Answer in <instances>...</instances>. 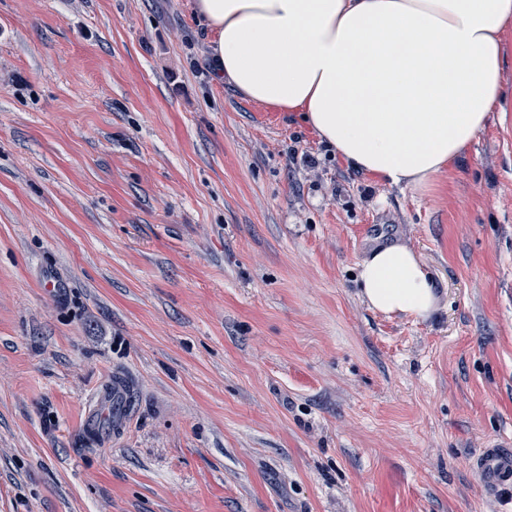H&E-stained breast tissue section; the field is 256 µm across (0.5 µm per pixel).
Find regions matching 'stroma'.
<instances>
[{
    "label": "stroma",
    "mask_w": 512,
    "mask_h": 512,
    "mask_svg": "<svg viewBox=\"0 0 512 512\" xmlns=\"http://www.w3.org/2000/svg\"><path fill=\"white\" fill-rule=\"evenodd\" d=\"M391 242L428 319L360 297ZM117 378L126 427L86 438ZM494 440L512 112L420 194L216 82L193 0H0V512H512ZM359 286L366 303L388 317L426 319L440 307L435 280L404 244L374 247L359 264ZM474 464L483 476V490L494 497L501 490L512 486V448L492 444L475 458Z\"/></svg>",
    "instance_id": "1"
}]
</instances>
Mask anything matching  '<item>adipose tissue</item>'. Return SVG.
<instances>
[{
	"label": "adipose tissue",
	"instance_id": "1",
	"mask_svg": "<svg viewBox=\"0 0 512 512\" xmlns=\"http://www.w3.org/2000/svg\"><path fill=\"white\" fill-rule=\"evenodd\" d=\"M214 34L213 77L301 113L355 170L420 190L476 139L504 96L512 0H194ZM366 303L420 320L441 295L417 253L374 247Z\"/></svg>",
	"mask_w": 512,
	"mask_h": 512
}]
</instances>
